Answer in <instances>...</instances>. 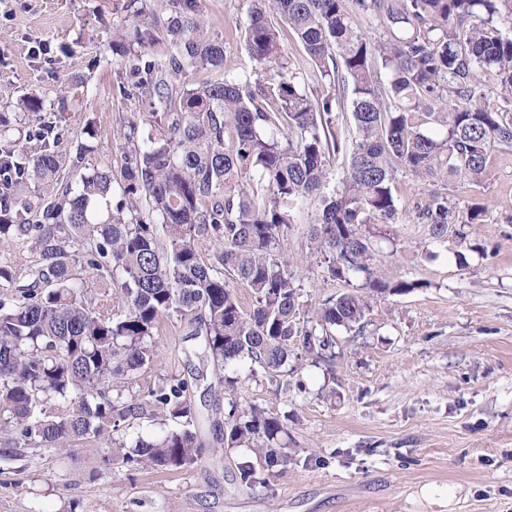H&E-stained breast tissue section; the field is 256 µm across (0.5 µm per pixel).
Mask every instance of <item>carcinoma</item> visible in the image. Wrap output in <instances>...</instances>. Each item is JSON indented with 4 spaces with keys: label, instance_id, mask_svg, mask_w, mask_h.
I'll list each match as a JSON object with an SVG mask.
<instances>
[{
    "label": "carcinoma",
    "instance_id": "obj_1",
    "mask_svg": "<svg viewBox=\"0 0 512 512\" xmlns=\"http://www.w3.org/2000/svg\"><path fill=\"white\" fill-rule=\"evenodd\" d=\"M193 0H120L132 26L112 54L133 79L140 111L116 131L119 170L98 161L93 127L67 153L57 135L83 108L86 79L72 78L46 104L38 93L13 107L32 132L0 112V242L25 240L37 257L28 281L0 263V437L14 448L67 450L101 440L127 471L186 469L202 455L189 381L163 378L127 399L156 353L166 318L194 326L203 353L232 370L224 384L223 450L247 448L268 474L292 455L288 416L238 396L237 366L288 378L294 350L336 357L338 329L361 332V290L403 295L425 283L383 278L381 224L402 206L396 174L448 185L477 182L494 151H512V0H251L240 39L267 78L224 70V40ZM376 21L363 37L353 16ZM302 45L316 81L351 86L353 137L338 127L330 96L315 97L281 46ZM164 40L162 59L147 46ZM222 71L221 80L198 79ZM491 73L494 90L480 76ZM387 75V81L380 79ZM349 152L328 189L331 156ZM319 201L309 224L323 277L349 290L313 302L280 249L294 214ZM481 205L429 194L414 211L435 247L466 243ZM209 257L203 258V250ZM251 289L241 306L236 285ZM123 311H112V295ZM162 427L128 445L132 418Z\"/></svg>",
    "mask_w": 512,
    "mask_h": 512
}]
</instances>
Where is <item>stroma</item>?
<instances>
[{
	"label": "stroma",
	"mask_w": 512,
	"mask_h": 512,
	"mask_svg": "<svg viewBox=\"0 0 512 512\" xmlns=\"http://www.w3.org/2000/svg\"><path fill=\"white\" fill-rule=\"evenodd\" d=\"M250 0H199L212 33L225 42V69L263 77L239 39ZM115 0H0V96H53L71 76L88 80L83 111L94 122L102 159L120 162L114 132L135 109L116 87L114 28L128 25ZM403 206L386 226L382 274L421 281L406 295L376 296L363 332L336 333L331 366L297 363L283 390L238 369L244 404L288 417L287 469L242 486L240 462H263L248 449L225 453L214 424L224 388L190 324L166 323L139 387L181 375L191 384L204 444L185 470L131 473L109 448L82 441L66 451L0 445V512H418L411 495L428 485L454 492L453 512H512V152L491 159L479 184H449L461 204L487 213L470 225L485 258L432 249L412 216L427 185L398 173ZM308 203L282 243L313 299L343 292L311 255Z\"/></svg>",
	"instance_id": "obj_1"
}]
</instances>
